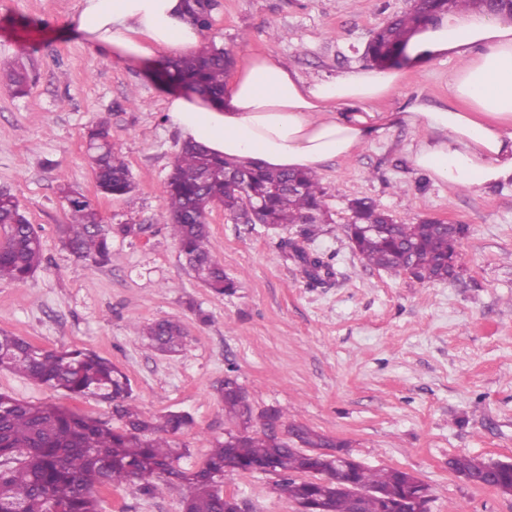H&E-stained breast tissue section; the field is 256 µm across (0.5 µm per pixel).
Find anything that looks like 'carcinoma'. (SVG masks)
I'll list each match as a JSON object with an SVG mask.
<instances>
[{"label": "carcinoma", "mask_w": 512, "mask_h": 512, "mask_svg": "<svg viewBox=\"0 0 512 512\" xmlns=\"http://www.w3.org/2000/svg\"><path fill=\"white\" fill-rule=\"evenodd\" d=\"M190 20L199 31L210 28L218 0H184ZM505 4L493 0H420L409 13L388 20L373 35L365 54L380 64L397 59L401 45L419 26L453 11H500ZM232 65L229 53L216 47L166 62L159 80L186 88L220 102L224 76ZM15 94L27 92L26 76L0 65V86ZM86 155L98 191L124 196L136 185L127 165L112 147L106 123L87 132ZM69 211L62 227L63 247L78 260L93 266L112 263V233L137 238L139 224H104L91 200L71 189L60 188ZM215 206L245 224L256 221L272 229L299 224L308 240L326 223L325 191L317 173L269 169L249 158L228 161L198 145H182L168 178L163 203L164 224L176 242L187 268L212 291L223 294L236 288L224 274V265L211 246L207 215ZM349 208L354 223L349 240L365 263L399 274L409 271L423 281H441L448 274L449 227L434 220L397 222L370 199L358 198ZM377 224L375 233L364 225ZM285 256L299 262L313 281L331 275L328 263L309 254L295 242L284 241ZM42 263L40 237L17 198L0 193V280L23 281ZM152 345L172 351L185 332L178 320L164 319L143 329ZM11 370L50 390L71 397H94L112 405L122 426L79 415L56 404H35L0 392V512H100L96 489L132 484L152 494V479L165 477L188 482L192 492L184 512H228L224 501V462L235 460L247 469H262L274 462L283 475L280 489L297 499L311 488L322 500L324 512H351L350 499L336 491V482L309 486L293 478L314 469L311 459L291 449L336 448L341 443L303 425L283 421L280 411L254 414L243 388L232 377L216 388L225 415L244 425L229 447L216 441L202 466L192 472L179 469L187 449L173 446L171 437L192 422L184 412H170L161 421L149 419L130 404L132 389L127 376L112 361L79 348L45 349L9 334H0V370ZM285 428L289 440L278 437ZM400 470L364 468L356 479L392 493L404 480Z\"/></svg>", "instance_id": "cac0c4a2"}]
</instances>
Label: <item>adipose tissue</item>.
Here are the masks:
<instances>
[{
    "label": "adipose tissue",
    "mask_w": 512,
    "mask_h": 512,
    "mask_svg": "<svg viewBox=\"0 0 512 512\" xmlns=\"http://www.w3.org/2000/svg\"><path fill=\"white\" fill-rule=\"evenodd\" d=\"M73 27L116 57L137 61L159 50L195 47L200 34L182 0H83ZM440 55L460 60L447 106L414 100L397 112L375 110L406 71ZM167 109L182 140L227 159L250 158L282 170H316L351 158L395 126L422 130L408 150L412 168L456 188L512 182V16L455 12L409 37L395 66L365 68L309 82L268 56L243 60L213 103L172 97Z\"/></svg>",
    "instance_id": "adipose-tissue-1"
}]
</instances>
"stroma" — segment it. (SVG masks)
<instances>
[{"mask_svg": "<svg viewBox=\"0 0 512 512\" xmlns=\"http://www.w3.org/2000/svg\"><path fill=\"white\" fill-rule=\"evenodd\" d=\"M201 46L280 59L300 76L330 80L368 63L364 49L388 19L413 0H218ZM80 0H0V63L24 64L28 95L0 91V191L16 196L37 231L43 261L25 281H0V332L44 348H87L129 378L133 403L148 418L184 411L191 427L175 437L201 466L234 425L215 394L234 373L254 411L281 410L287 422L342 441L370 469L415 475L430 489L429 512H512V496L474 486L450 467L456 456L512 462V184L465 190L415 171L407 149L422 132L407 126L333 160L318 174L330 221L306 243L332 268L316 285L284 259L281 237L241 224L214 208L211 241L233 279L218 294L185 266L162 218L167 179L182 140L168 114L170 88L152 73L168 60L129 63L98 49L66 23ZM457 61L441 56L406 73L378 102L399 111L419 98L448 102ZM136 189L100 195L86 159V132L99 120ZM67 182L95 204L106 224H140L136 239L112 237V262L90 268L60 243L69 215L58 185ZM369 198L398 220L445 219L465 225L457 274L422 282L366 265L344 232L348 202ZM179 320L178 352L149 347L136 326ZM0 392L53 402L104 421L112 407L73 399L0 370ZM277 476L235 472L224 490L242 512H298L276 490ZM191 487L159 484L102 488L101 512H183Z\"/></svg>", "mask_w": 512, "mask_h": 512, "instance_id": "obj_1", "label": "stroma"}]
</instances>
